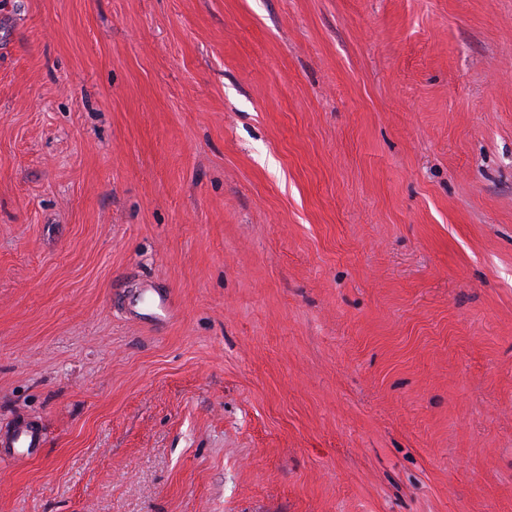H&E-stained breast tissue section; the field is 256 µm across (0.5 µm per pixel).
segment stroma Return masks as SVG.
Here are the masks:
<instances>
[{
  "mask_svg": "<svg viewBox=\"0 0 512 512\" xmlns=\"http://www.w3.org/2000/svg\"><path fill=\"white\" fill-rule=\"evenodd\" d=\"M0 512H512V0H0ZM0 446V456L14 452L15 448H27V453H33L40 446V434L31 425H18L7 435L1 436Z\"/></svg>",
  "mask_w": 512,
  "mask_h": 512,
  "instance_id": "1",
  "label": "stroma"
}]
</instances>
